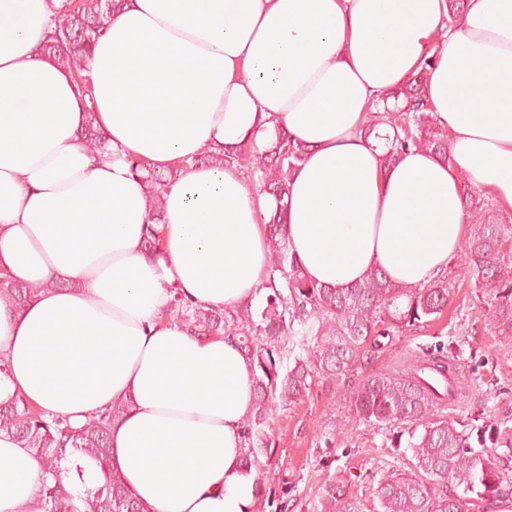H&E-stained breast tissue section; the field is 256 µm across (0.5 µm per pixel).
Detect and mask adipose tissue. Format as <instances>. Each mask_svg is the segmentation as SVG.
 <instances>
[{
    "instance_id": "ef3b65f1",
    "label": "adipose tissue",
    "mask_w": 512,
    "mask_h": 512,
    "mask_svg": "<svg viewBox=\"0 0 512 512\" xmlns=\"http://www.w3.org/2000/svg\"><path fill=\"white\" fill-rule=\"evenodd\" d=\"M64 0H0V403L21 397L83 424L118 400L112 464L146 512H256L243 464L253 407L241 349L191 335L166 311L173 291L205 309L264 290L274 197L247 169L199 164L283 127L308 151L289 181L288 249L317 284L348 288L383 269L419 287L464 242V185L512 210V0H129L87 60L108 144L78 138L75 78L40 45ZM434 56L423 97L451 161L411 148L383 163L372 104ZM178 170L154 215L128 157ZM163 231L158 256L143 228ZM58 475L91 512L100 474ZM40 457L0 431V512H46Z\"/></svg>"
}]
</instances>
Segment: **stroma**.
Listing matches in <instances>:
<instances>
[{"label": "stroma", "mask_w": 512, "mask_h": 512, "mask_svg": "<svg viewBox=\"0 0 512 512\" xmlns=\"http://www.w3.org/2000/svg\"><path fill=\"white\" fill-rule=\"evenodd\" d=\"M462 261L458 254L448 265L450 301L439 320L397 332L346 378L315 384L302 401L278 408L270 461L291 487L288 512H311L332 474L347 484V512H372L373 476L409 470L412 453L400 446L399 428L346 425L350 397L364 375L398 370L407 357L433 351L436 345L460 349V372L471 388L464 402L449 408V415L465 425L478 420L512 426V341L496 335L488 299L464 273Z\"/></svg>", "instance_id": "stroma-1"}]
</instances>
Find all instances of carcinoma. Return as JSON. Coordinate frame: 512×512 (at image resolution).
Wrapping results in <instances>:
<instances>
[{
    "mask_svg": "<svg viewBox=\"0 0 512 512\" xmlns=\"http://www.w3.org/2000/svg\"><path fill=\"white\" fill-rule=\"evenodd\" d=\"M124 0H67L65 8L48 32L42 53L76 75L78 98L85 107L86 143L99 148L106 133L95 126L92 85L85 74L86 60L95 42L107 29L113 13ZM433 57L424 59L421 71L394 94L403 105L377 115L396 130L384 156L393 163L409 147L429 150L444 161L451 160L449 139L428 111L421 87ZM306 148L285 131L278 132L275 146L264 155L248 145L221 149L201 158L215 166L236 163L246 167L252 181L281 201L288 194L291 172L301 162ZM131 172L149 184L154 209L163 206L167 182L177 171L158 173L147 161L128 159ZM463 204L470 215V232L464 250V273L475 287L487 292L493 306L496 333L512 338V258L504 245L512 240V221L504 220L497 205L481 191L469 187ZM284 208L266 224L271 272L266 288L270 293L257 313L242 304L234 309L202 310L176 295L170 315L191 332L202 336H224L234 340L250 361L254 384V406L244 421V464L256 471L258 501L288 507V481L273 483L261 474L260 456L272 444L274 411L302 400L317 382L345 376L361 359L384 346L383 340L402 328L431 323L448 307L446 279L436 277L418 288L392 283L375 268L350 288L319 286L308 280L295 258L288 253ZM0 298L21 309L26 291L0 280ZM460 353L438 347L436 353L413 357L393 372L368 375L353 392L349 421L369 425H403L407 448L414 463L407 472H387L371 487L376 512H468L471 504L482 512H502L512 503V426L473 425L466 429L445 407L466 397V387L457 372ZM120 401L107 412L92 416L79 428L64 419H47L21 398L0 404V431L16 438L24 448L42 459L47 474H57L60 453L71 446L99 466L105 477L97 487L92 512H144L125 489L112 466V423L128 411ZM504 447L506 451L498 453ZM46 512H72L70 495L62 485L42 484ZM344 481L332 477L325 483L312 512H346Z\"/></svg>",
    "mask_w": 512,
    "mask_h": 512,
    "instance_id": "cac0c4a2",
    "label": "carcinoma"
}]
</instances>
